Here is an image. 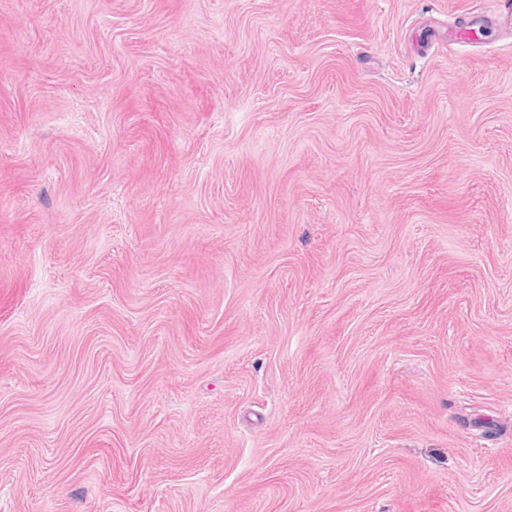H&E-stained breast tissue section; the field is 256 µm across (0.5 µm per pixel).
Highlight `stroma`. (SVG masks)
<instances>
[{
  "instance_id": "stroma-1",
  "label": "stroma",
  "mask_w": 512,
  "mask_h": 512,
  "mask_svg": "<svg viewBox=\"0 0 512 512\" xmlns=\"http://www.w3.org/2000/svg\"><path fill=\"white\" fill-rule=\"evenodd\" d=\"M494 0H0V512H512Z\"/></svg>"
}]
</instances>
